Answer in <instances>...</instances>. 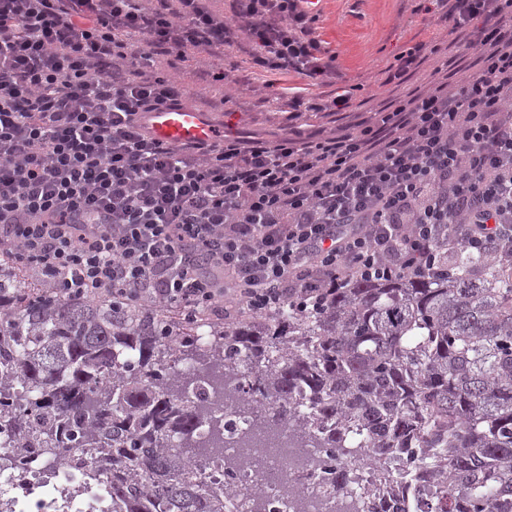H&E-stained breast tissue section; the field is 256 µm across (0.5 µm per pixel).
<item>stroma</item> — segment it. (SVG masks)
I'll use <instances>...</instances> for the list:
<instances>
[{
  "label": "stroma",
  "mask_w": 512,
  "mask_h": 512,
  "mask_svg": "<svg viewBox=\"0 0 512 512\" xmlns=\"http://www.w3.org/2000/svg\"><path fill=\"white\" fill-rule=\"evenodd\" d=\"M316 24L321 39L336 54V66L343 80L361 85L357 96L360 111L301 112L272 105L271 96L287 90H305L310 96L328 94V86H311L295 75H269L253 70L246 38L214 56L189 53L178 63L176 75L187 91L190 109L203 112L223 134L242 141L274 142L297 129L303 135L330 133L336 127L369 119L383 103L403 96L406 90L425 87L438 58L422 65L406 87L384 82V71L395 56L414 42L446 38L447 31L435 26L420 6V0H322ZM229 74L231 83H213L217 70Z\"/></svg>",
  "instance_id": "1"
}]
</instances>
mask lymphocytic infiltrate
Returning <instances> with one entry per match:
<instances>
[{"label": "lymphocytic infiltrate", "instance_id": "1", "mask_svg": "<svg viewBox=\"0 0 512 512\" xmlns=\"http://www.w3.org/2000/svg\"><path fill=\"white\" fill-rule=\"evenodd\" d=\"M177 2L0 0V261L194 318L315 306L328 288L425 270L443 242L512 241V0H432L473 62L408 47L385 84L432 56L434 79L359 132L174 146L141 122L184 102L158 55L220 52L242 31L254 68L332 86L289 110L343 112L358 92L337 84L309 0H231L224 18Z\"/></svg>", "mask_w": 512, "mask_h": 512}]
</instances>
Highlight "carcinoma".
Returning a JSON list of instances; mask_svg holds the SVG:
<instances>
[{"label":"carcinoma","mask_w":512,"mask_h":512,"mask_svg":"<svg viewBox=\"0 0 512 512\" xmlns=\"http://www.w3.org/2000/svg\"><path fill=\"white\" fill-rule=\"evenodd\" d=\"M233 412L244 443L286 424L295 448L385 457L369 481L313 459L353 512H512V246L443 242L429 271L223 326L0 264V435L109 472L111 512H267L219 472Z\"/></svg>","instance_id":"1"}]
</instances>
